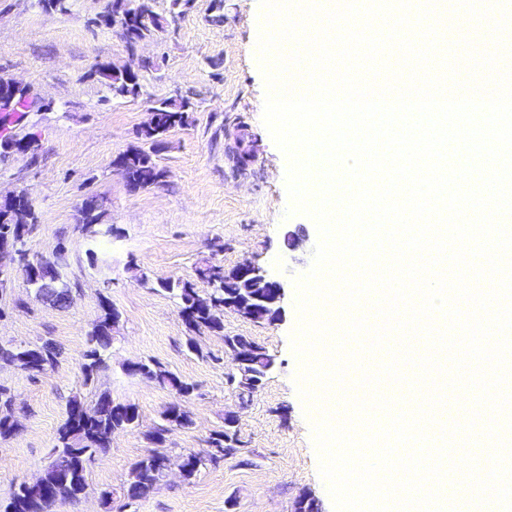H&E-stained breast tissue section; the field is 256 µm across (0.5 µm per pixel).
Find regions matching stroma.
Returning <instances> with one entry per match:
<instances>
[{
  "mask_svg": "<svg viewBox=\"0 0 512 512\" xmlns=\"http://www.w3.org/2000/svg\"><path fill=\"white\" fill-rule=\"evenodd\" d=\"M111 0H69L65 13L47 12L38 0H0V76L31 86L49 101L27 113L13 133H37V159L0 158V192L27 189L38 222L29 235L30 256L51 257L65 245L66 275L73 300L63 309L37 301L23 280H15L0 317V341L16 344L51 337L63 358L53 370L31 375L0 368L18 402L20 429L0 441V500L18 484L39 477L52 459L59 425L72 396L94 400L109 391L114 400L137 405V428L116 433L107 452L96 456L90 490L78 503L57 512H111L124 506L120 495L135 462L151 445L146 435L162 422L173 394L157 383L127 375L128 362L152 359L195 390L186 402L193 424L170 430L160 450L169 457L201 452L224 414L236 412L245 443L241 458L204 464L182 480L172 469L155 489L126 512H294L299 496L312 497L319 512H335L319 474L312 437L316 410L299 393L303 364L291 334L298 324L295 280L312 265L317 226L304 214L287 215V160L265 127L266 86L257 54L259 0H154L165 30L127 49L117 27L96 24ZM433 23L447 29L439 49L464 51L477 31L493 43L492 25L476 21L444 0ZM141 67L138 95L113 97L94 78L97 64ZM186 98L193 104L189 124L170 131L155 160L165 176L133 192L114 160L141 146V127L157 100ZM105 201L104 223L114 236L90 243L77 231L85 197ZM301 241L289 248L288 232ZM96 264H89L87 250ZM211 262L232 269L251 262L286 282L284 317L257 324L234 310L224 312V332L189 331L165 280L192 281L199 294L209 286L196 267ZM109 298L121 313L113 332L109 370L94 383L80 371L87 333ZM245 336L264 346L275 364L248 404H240L227 383L233 369L224 338ZM196 341L199 351L188 348ZM112 490L111 505L99 492Z\"/></svg>",
  "mask_w": 512,
  "mask_h": 512,
  "instance_id": "stroma-1",
  "label": "stroma"
}]
</instances>
